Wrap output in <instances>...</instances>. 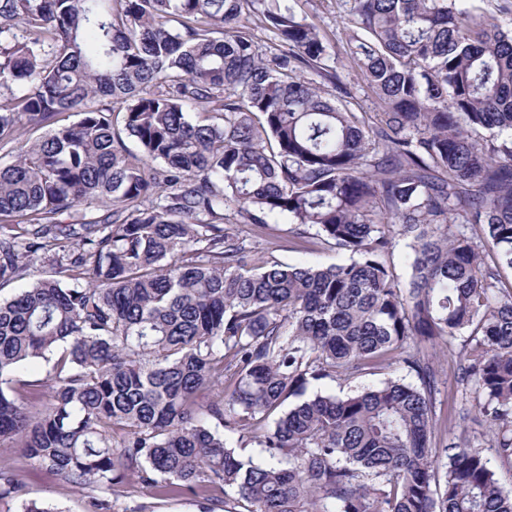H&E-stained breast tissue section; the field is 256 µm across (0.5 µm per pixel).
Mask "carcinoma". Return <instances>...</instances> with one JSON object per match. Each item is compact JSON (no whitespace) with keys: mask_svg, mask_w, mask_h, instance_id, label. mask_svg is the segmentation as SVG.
Instances as JSON below:
<instances>
[{"mask_svg":"<svg viewBox=\"0 0 512 512\" xmlns=\"http://www.w3.org/2000/svg\"><path fill=\"white\" fill-rule=\"evenodd\" d=\"M339 2L370 117L291 0H0V146L51 127L0 165V284L45 264L0 300V447L90 512L128 484L206 512H512L478 448L432 447L439 371L416 348L469 331L454 387L512 462V3ZM283 223L359 259L254 264ZM39 360L46 392L17 378ZM392 364L421 386L283 409ZM22 492L1 464L0 501ZM408 243L409 240L402 237H396L391 257L394 272L398 276L401 287L403 288H406L410 276L409 257L411 249L409 248ZM42 266L43 264L38 262L37 265L26 268L20 277L1 286L0 298H10L20 292L23 288H26L30 282L37 278L40 271L43 269Z\"/></svg>","mask_w":512,"mask_h":512,"instance_id":"obj_1","label":"carcinoma"}]
</instances>
